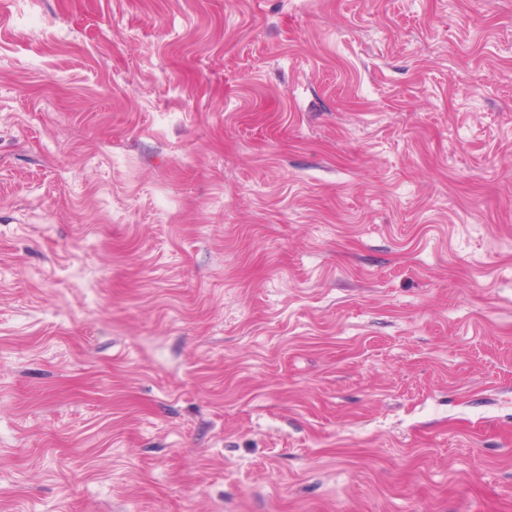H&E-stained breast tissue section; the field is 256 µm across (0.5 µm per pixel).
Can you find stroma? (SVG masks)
Listing matches in <instances>:
<instances>
[{"label":"stroma","instance_id":"stroma-1","mask_svg":"<svg viewBox=\"0 0 512 512\" xmlns=\"http://www.w3.org/2000/svg\"><path fill=\"white\" fill-rule=\"evenodd\" d=\"M0 512H512V0H0Z\"/></svg>","mask_w":512,"mask_h":512}]
</instances>
